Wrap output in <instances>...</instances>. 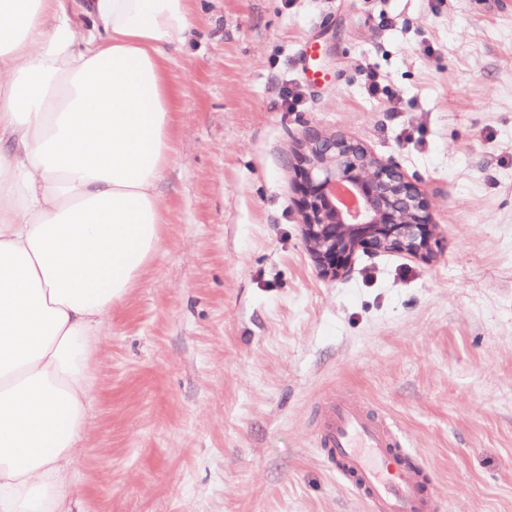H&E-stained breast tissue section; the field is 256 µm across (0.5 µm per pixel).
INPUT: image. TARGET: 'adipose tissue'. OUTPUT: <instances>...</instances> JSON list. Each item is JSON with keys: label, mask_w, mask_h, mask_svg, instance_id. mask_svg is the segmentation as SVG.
<instances>
[{"label": "adipose tissue", "mask_w": 512, "mask_h": 512, "mask_svg": "<svg viewBox=\"0 0 512 512\" xmlns=\"http://www.w3.org/2000/svg\"><path fill=\"white\" fill-rule=\"evenodd\" d=\"M0 0V512H65L89 361L159 249L192 0Z\"/></svg>", "instance_id": "ef3b65f1"}]
</instances>
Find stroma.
<instances>
[{
	"label": "stroma",
	"instance_id": "1",
	"mask_svg": "<svg viewBox=\"0 0 512 512\" xmlns=\"http://www.w3.org/2000/svg\"><path fill=\"white\" fill-rule=\"evenodd\" d=\"M194 9L160 246L90 361L72 512H368L317 446L330 396L395 423L439 512H512V0ZM313 127L421 179L432 261L319 275L289 165ZM364 76H365V88L367 93L372 97H377L380 94H385L389 103L392 105L390 107V111L399 112L401 107V98L399 95L387 88V86L382 85V77L377 69L371 67L370 65L365 66L364 68Z\"/></svg>",
	"mask_w": 512,
	"mask_h": 512
}]
</instances>
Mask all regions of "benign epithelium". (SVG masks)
Segmentation results:
<instances>
[{"label": "benign epithelium", "instance_id": "obj_1", "mask_svg": "<svg viewBox=\"0 0 512 512\" xmlns=\"http://www.w3.org/2000/svg\"><path fill=\"white\" fill-rule=\"evenodd\" d=\"M295 168L303 238L323 277L342 276L360 250L434 257L438 225L425 193L394 161L341 135L316 132Z\"/></svg>", "mask_w": 512, "mask_h": 512}]
</instances>
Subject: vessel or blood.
<instances>
[{"label": "vessel or blood", "instance_id": "obj_1", "mask_svg": "<svg viewBox=\"0 0 512 512\" xmlns=\"http://www.w3.org/2000/svg\"><path fill=\"white\" fill-rule=\"evenodd\" d=\"M327 462L349 480L370 512H433L422 465L412 463L392 426L343 399L327 403L317 436Z\"/></svg>", "mask_w": 512, "mask_h": 512}]
</instances>
